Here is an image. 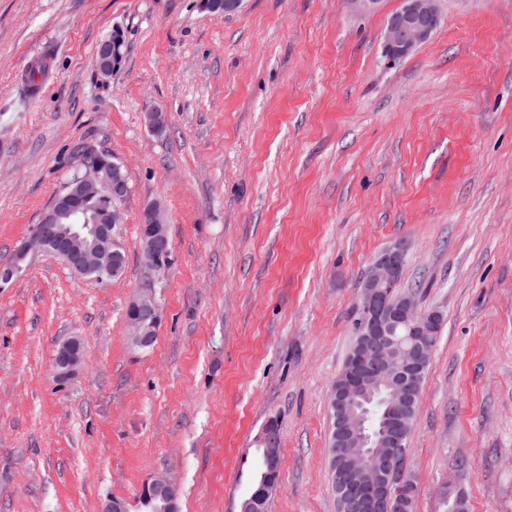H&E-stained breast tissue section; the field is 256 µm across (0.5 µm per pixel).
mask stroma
I'll return each mask as SVG.
<instances>
[{"label": "stroma", "mask_w": 512, "mask_h": 512, "mask_svg": "<svg viewBox=\"0 0 512 512\" xmlns=\"http://www.w3.org/2000/svg\"><path fill=\"white\" fill-rule=\"evenodd\" d=\"M401 6L0 0V266L64 187L75 142L111 152L129 185L120 278L40 252L0 285V512H100L109 496L137 512L159 475L180 512H240L272 419L268 512H338L329 392L359 282L398 242L401 291L443 316L406 459L414 512H441L449 486L468 512H512V0H439L431 38L390 58ZM48 49L27 98L20 77ZM154 201L174 254L140 349L126 309ZM72 336L84 361L60 382L52 357Z\"/></svg>", "instance_id": "stroma-1"}]
</instances>
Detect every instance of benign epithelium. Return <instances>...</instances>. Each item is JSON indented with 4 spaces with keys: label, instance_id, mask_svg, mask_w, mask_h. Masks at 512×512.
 Masks as SVG:
<instances>
[{
    "label": "benign epithelium",
    "instance_id": "benign-epithelium-1",
    "mask_svg": "<svg viewBox=\"0 0 512 512\" xmlns=\"http://www.w3.org/2000/svg\"><path fill=\"white\" fill-rule=\"evenodd\" d=\"M241 3L242 0H207L204 7L219 17L237 12ZM439 21L437 0H403L402 8L386 24L385 54L394 58L409 54L430 37ZM98 155V148L92 144L82 152L71 153L78 179L67 185L65 193L55 197L41 224L16 249L12 263L0 268L1 282L11 281L23 270L30 255L43 251L57 256L77 275L94 270L120 271L121 244L115 229L125 219L116 200L126 197L128 183L122 165L117 162L112 164L111 176H101L104 166ZM63 220L69 221V227H63ZM141 220L143 265L150 272L163 273L172 254L165 207L158 201L148 204ZM405 252L403 245L395 244L378 254L367 268L355 304L361 315L362 342L348 363L344 382L330 392L340 444L358 449L338 485V494L361 512H404L413 498L411 480L394 467L395 459L404 450L403 439L410 432L405 416L401 414L391 421L380 446L349 425L359 399L372 395L382 383L392 389L398 407L405 408L414 402L411 379L416 370L400 366L389 346V331L393 325L403 323L414 336H430L440 315L420 308L412 295L398 302L390 300L386 288L399 275ZM128 308L131 342L142 348L150 346L161 322L155 288L145 286L138 290ZM83 351L79 337H72L56 348L52 367L58 378L63 380L74 372L82 362ZM262 443L265 471L257 491L241 503L240 512H267L270 498L280 490L279 432L275 422L265 428ZM178 499L177 485L170 478L155 477L142 486L141 500L153 505L154 512H179Z\"/></svg>",
    "mask_w": 512,
    "mask_h": 512
}]
</instances>
